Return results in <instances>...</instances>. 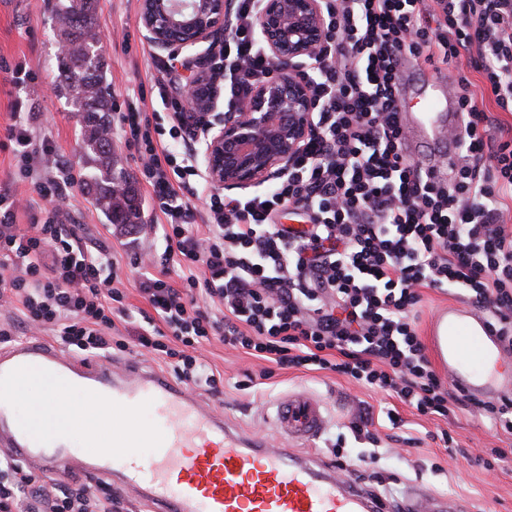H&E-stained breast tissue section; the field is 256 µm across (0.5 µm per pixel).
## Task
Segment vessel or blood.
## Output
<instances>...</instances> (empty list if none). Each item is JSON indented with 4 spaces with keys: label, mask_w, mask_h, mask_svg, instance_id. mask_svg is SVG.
<instances>
[{
    "label": "vessel or blood",
    "mask_w": 512,
    "mask_h": 512,
    "mask_svg": "<svg viewBox=\"0 0 512 512\" xmlns=\"http://www.w3.org/2000/svg\"><path fill=\"white\" fill-rule=\"evenodd\" d=\"M421 85L401 122L406 157L429 168L454 159L456 145L446 132L458 114L443 88L428 78ZM431 346L452 386L483 400L512 396V362L482 312L443 308L432 321ZM35 367L62 382L49 399L63 401L71 432L41 437L18 419L14 396ZM69 387L81 391L83 403L66 402ZM101 402L111 418H88V407ZM146 408L153 425L135 426ZM274 423L287 445L274 448L240 434L195 391L137 359L81 360L37 338L0 347V449L50 474L110 477L155 512H393L351 479L291 449V442L313 443L327 430L321 401L305 392L288 395L278 402ZM406 510L463 512L456 499L419 490L409 492Z\"/></svg>",
    "instance_id": "1"
}]
</instances>
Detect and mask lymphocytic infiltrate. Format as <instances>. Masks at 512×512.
Here are the masks:
<instances>
[{
    "mask_svg": "<svg viewBox=\"0 0 512 512\" xmlns=\"http://www.w3.org/2000/svg\"><path fill=\"white\" fill-rule=\"evenodd\" d=\"M259 0H237L224 49L211 66L224 109L238 110L273 69L255 29ZM331 36L302 68L318 105L303 150L273 189L240 197L208 191L192 165L191 124H153L156 92L169 112L184 109L185 83L151 77L118 117L157 214L140 225L163 239L140 274L150 306L134 332L138 347L169 358L187 387L218 396L220 372L193 356L219 340L271 367L328 371L378 390L427 418L455 408L512 433V398L480 403L433 367L419 334L422 289L465 291L488 313V329L512 357V138L488 134L471 79L479 74L498 108L512 112V0H323ZM446 65L458 105L454 160L443 176L402 151L398 106L402 56ZM17 179L36 193L40 217L17 224L12 187L0 189V307L18 332L57 333L73 354L111 357L132 311L122 263L108 245H84L77 225L57 220L56 202L75 182L49 140L35 139L25 100L6 128ZM304 225L277 223L284 209ZM180 349L169 348V341ZM102 484L39 483L33 465L0 454V512H125Z\"/></svg>",
    "mask_w": 512,
    "mask_h": 512,
    "instance_id": "f902f5d3",
    "label": "lymphocytic infiltrate"
}]
</instances>
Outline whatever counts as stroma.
Instances as JSON below:
<instances>
[{"label": "stroma", "instance_id": "obj_1", "mask_svg": "<svg viewBox=\"0 0 512 512\" xmlns=\"http://www.w3.org/2000/svg\"><path fill=\"white\" fill-rule=\"evenodd\" d=\"M140 0H98V28L105 33V81L114 103H122L138 88L140 81L153 74L156 66L167 65V53L154 50L142 37L138 26ZM60 52L57 24L45 0H0V61L23 62L36 72L35 83L14 86L6 72L0 70V187L12 184L15 167L11 148L5 139L10 122L11 105L16 98L26 99L34 114L32 126L38 137L52 140L61 162L83 175L80 152V126L66 99L55 90ZM65 224H77L87 244L106 242L117 246L122 255L121 277L128 294L127 302L135 309L146 308L136 281L134 264L144 251L139 234L107 221L97 210L82 184L69 191V200L59 214ZM198 356L216 368L224 378V393L214 397L203 394V401L222 413L231 427L246 435H262L270 446H280L281 436L272 420L277 401L290 392L305 389L314 394L328 409L327 437L342 438L351 457L376 452L375 462L361 465L357 484L386 499L400 495L409 485L431 492L462 498L470 512H512V459L502 463L495 473H487L478 456L488 448H512V435L505 434L489 420L458 410L446 428L457 439L459 451H448L442 442L432 439L437 429L433 420L418 418L407 407L399 414L407 423L410 442L395 441V428L386 417V394L349 381L346 377L325 371L274 369L265 385L249 390L239 389L246 374H258L263 361L242 351L225 347L214 340L203 344ZM369 411L372 429L381 442L371 446L365 439L355 438L349 424L360 411ZM439 471H431V464ZM385 477L383 485L371 480L372 472Z\"/></svg>", "mask_w": 512, "mask_h": 512}]
</instances>
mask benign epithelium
I'll list each match as a JSON object with an SVG mask.
<instances>
[{
    "instance_id": "1",
    "label": "benign epithelium",
    "mask_w": 512,
    "mask_h": 512,
    "mask_svg": "<svg viewBox=\"0 0 512 512\" xmlns=\"http://www.w3.org/2000/svg\"><path fill=\"white\" fill-rule=\"evenodd\" d=\"M236 0H140L138 23L154 48L196 57L201 44L222 42ZM256 31L273 66L239 112L216 113L210 87L199 83L187 106L201 119V161L209 182L226 191L268 186L288 172L311 134L310 85L297 76L327 35L322 0H260Z\"/></svg>"
}]
</instances>
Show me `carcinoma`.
I'll return each instance as SVG.
<instances>
[{"mask_svg":"<svg viewBox=\"0 0 512 512\" xmlns=\"http://www.w3.org/2000/svg\"><path fill=\"white\" fill-rule=\"evenodd\" d=\"M67 47L59 57L57 92L77 112L81 150L90 180L83 182L94 205L111 224L141 223L140 201L133 183L116 171L112 152V100L103 76V55L95 46L96 0H54L47 3Z\"/></svg>","mask_w":512,"mask_h":512,"instance_id":"1","label":"carcinoma"}]
</instances>
